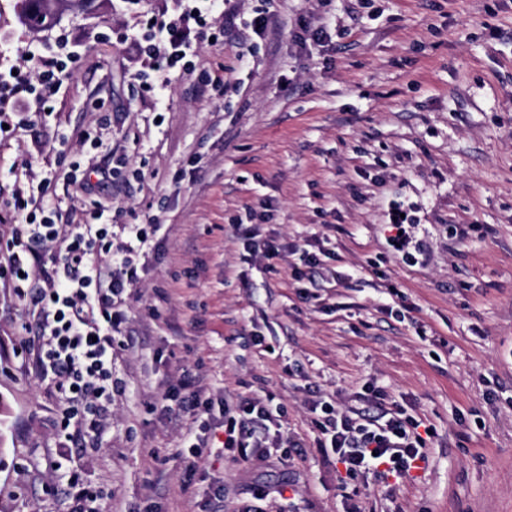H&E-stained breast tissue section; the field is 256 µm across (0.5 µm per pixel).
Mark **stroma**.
I'll return each mask as SVG.
<instances>
[{"instance_id": "1", "label": "stroma", "mask_w": 512, "mask_h": 512, "mask_svg": "<svg viewBox=\"0 0 512 512\" xmlns=\"http://www.w3.org/2000/svg\"><path fill=\"white\" fill-rule=\"evenodd\" d=\"M16 3L0 0V49L19 35L46 53L62 30L74 58L46 112L0 134V199L19 150L40 178L120 146L129 164L100 193L115 241L165 229L127 300L145 344L115 352L120 390L83 448L65 444L55 389L21 375L0 286V512H69L73 469L106 512H512V0H236L232 26L221 0H196L224 35L163 89L136 81L139 42L181 0H71L39 34ZM260 15L267 33L245 31ZM217 65L220 93L201 85ZM398 208L411 266L390 242ZM245 216L343 284L294 280L288 251L265 270L235 233ZM193 368L216 400L271 392L301 451L234 460L216 414L190 463L160 400ZM369 386L434 432L410 478L352 479L315 447L314 395Z\"/></svg>"}]
</instances>
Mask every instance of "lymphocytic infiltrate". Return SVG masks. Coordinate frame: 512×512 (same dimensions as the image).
<instances>
[{
	"mask_svg": "<svg viewBox=\"0 0 512 512\" xmlns=\"http://www.w3.org/2000/svg\"><path fill=\"white\" fill-rule=\"evenodd\" d=\"M212 29L190 9L174 21L156 19L144 52L161 85H168L167 73L175 66L193 71L184 51L192 41L210 40ZM67 46V38H60L57 53L50 56L16 46L15 73H0V125L10 114L25 111L28 102L45 105L59 90ZM51 186L47 178L40 191L20 187L0 202L12 226L10 237L0 240V280L11 284L25 313L13 355L28 377L52 384L66 402L61 429L73 441L105 425L112 403V351L137 344L136 336L123 331L125 297L140 280L136 258L161 227L131 224L127 241L113 243L112 209L99 203L89 220L62 227L55 222ZM162 398L176 401L179 412L193 420L210 407L199 374L190 371L168 385ZM272 402L269 394L222 400L223 448L235 459L263 458L272 449L294 447V440L279 430ZM311 407L322 413L315 440L321 456L343 465L348 477L400 480L428 461L419 421L399 406H386L381 393L358 395L356 404L347 407L321 396Z\"/></svg>",
	"mask_w": 512,
	"mask_h": 512,
	"instance_id": "lymphocytic-infiltrate-1",
	"label": "lymphocytic infiltrate"
}]
</instances>
